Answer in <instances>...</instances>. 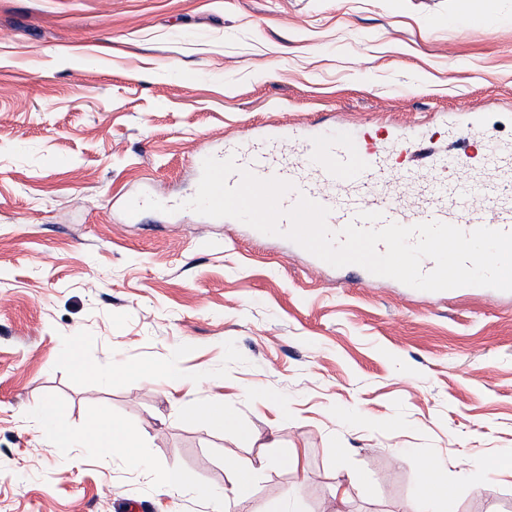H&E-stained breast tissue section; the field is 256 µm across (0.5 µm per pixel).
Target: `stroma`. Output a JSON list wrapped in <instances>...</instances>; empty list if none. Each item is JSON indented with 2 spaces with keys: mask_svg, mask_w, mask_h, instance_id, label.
Here are the masks:
<instances>
[{
  "mask_svg": "<svg viewBox=\"0 0 512 512\" xmlns=\"http://www.w3.org/2000/svg\"><path fill=\"white\" fill-rule=\"evenodd\" d=\"M459 0H0V512H212L170 493L169 469L223 488L251 471L265 512H400L420 461L446 465L458 512H512V299L444 296L314 263L176 200L203 146L321 118L355 132L457 141L480 112L512 151V0L462 31ZM122 360L112 386L78 373ZM176 365L174 390L147 372ZM223 398L217 431L184 410ZM97 417L139 431L154 468L52 444ZM297 462L264 469L269 454ZM346 480L344 503L336 483Z\"/></svg>",
  "mask_w": 512,
  "mask_h": 512,
  "instance_id": "1",
  "label": "stroma"
}]
</instances>
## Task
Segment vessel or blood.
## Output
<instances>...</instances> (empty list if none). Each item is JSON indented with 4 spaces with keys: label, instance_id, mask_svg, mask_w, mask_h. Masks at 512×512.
I'll list each match as a JSON object with an SVG mask.
<instances>
[{
    "label": "vessel or blood",
    "instance_id": "vessel-or-blood-1",
    "mask_svg": "<svg viewBox=\"0 0 512 512\" xmlns=\"http://www.w3.org/2000/svg\"><path fill=\"white\" fill-rule=\"evenodd\" d=\"M481 146L477 154L460 146L437 158L438 177L426 181L420 198L411 203L385 192V160L378 150L365 146L360 134L333 128L270 131L244 144L197 153L194 163L202 165L208 155L233 158L237 170L228 178L232 186L239 184L243 169L264 179L289 181L293 189L282 198V207L308 197L329 208L327 225L336 233L364 211L381 213L385 224L438 221L467 232L481 226L512 232V181L462 183L454 178L476 163L493 168L507 162L495 139L483 138Z\"/></svg>",
    "mask_w": 512,
    "mask_h": 512
}]
</instances>
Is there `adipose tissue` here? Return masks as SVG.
Listing matches in <instances>:
<instances>
[{"instance_id": "ef3b65f1", "label": "adipose tissue", "mask_w": 512, "mask_h": 512, "mask_svg": "<svg viewBox=\"0 0 512 512\" xmlns=\"http://www.w3.org/2000/svg\"><path fill=\"white\" fill-rule=\"evenodd\" d=\"M33 422L40 431L52 439L53 443L72 448L91 444L106 458L118 450L132 466L142 468L146 465L139 450L141 437L131 428L99 418L92 421L83 431L76 433L71 431L58 412L50 406L37 412ZM224 468L231 474L232 480L229 487L221 493L208 486L191 482L184 472L176 469L167 472L166 484L173 492H190L214 502L219 507L227 502L237 503L249 499L253 491L249 472L243 470L234 460L225 461ZM405 512H456L455 491L448 486L440 462L429 464L427 480L419 494L408 504Z\"/></svg>"}]
</instances>
